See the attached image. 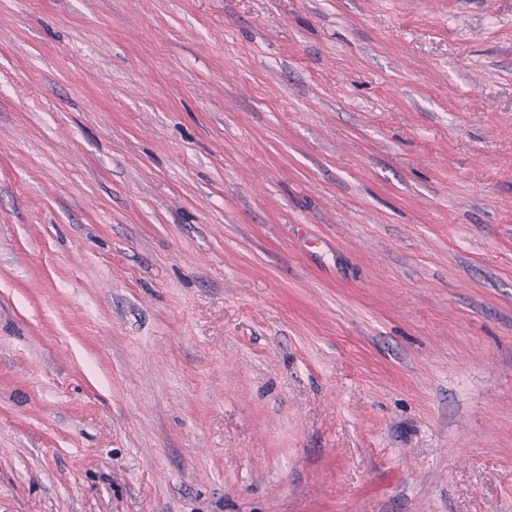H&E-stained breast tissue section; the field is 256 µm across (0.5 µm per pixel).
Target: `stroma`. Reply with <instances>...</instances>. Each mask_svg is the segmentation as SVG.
Wrapping results in <instances>:
<instances>
[{
    "mask_svg": "<svg viewBox=\"0 0 512 512\" xmlns=\"http://www.w3.org/2000/svg\"><path fill=\"white\" fill-rule=\"evenodd\" d=\"M0 512H512V0H0Z\"/></svg>",
    "mask_w": 512,
    "mask_h": 512,
    "instance_id": "stroma-1",
    "label": "stroma"
}]
</instances>
